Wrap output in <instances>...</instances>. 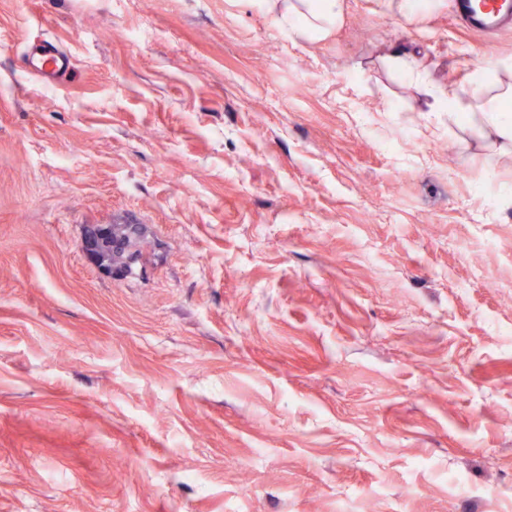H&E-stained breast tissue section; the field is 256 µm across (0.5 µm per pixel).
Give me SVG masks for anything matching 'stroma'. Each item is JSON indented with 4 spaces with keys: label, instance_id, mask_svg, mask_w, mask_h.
Instances as JSON below:
<instances>
[{
    "label": "stroma",
    "instance_id": "stroma-1",
    "mask_svg": "<svg viewBox=\"0 0 512 512\" xmlns=\"http://www.w3.org/2000/svg\"><path fill=\"white\" fill-rule=\"evenodd\" d=\"M486 70L450 0H0V512H512V159L442 106ZM301 5L291 3L277 17L288 29V36L302 34H326L336 24L343 12L342 0H297ZM25 58L29 73L47 86H55L58 77L71 67L69 55L49 40L28 45ZM109 235L102 240L99 252L98 262L100 266L112 273V265L119 262L130 246L132 239L139 235L138 228L127 224L109 225Z\"/></svg>",
    "mask_w": 512,
    "mask_h": 512
}]
</instances>
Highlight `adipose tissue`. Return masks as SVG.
Instances as JSON below:
<instances>
[{
    "label": "adipose tissue",
    "mask_w": 512,
    "mask_h": 512,
    "mask_svg": "<svg viewBox=\"0 0 512 512\" xmlns=\"http://www.w3.org/2000/svg\"><path fill=\"white\" fill-rule=\"evenodd\" d=\"M342 12V0H292L280 14L279 21L292 36L325 34L340 20ZM499 100V105L492 107L481 102L478 91H471L466 100L457 92H449L448 119L456 121L460 112H467L500 152L512 153V112L504 108L505 102L512 100V88L503 90Z\"/></svg>",
    "instance_id": "ef3b65f1"
}]
</instances>
